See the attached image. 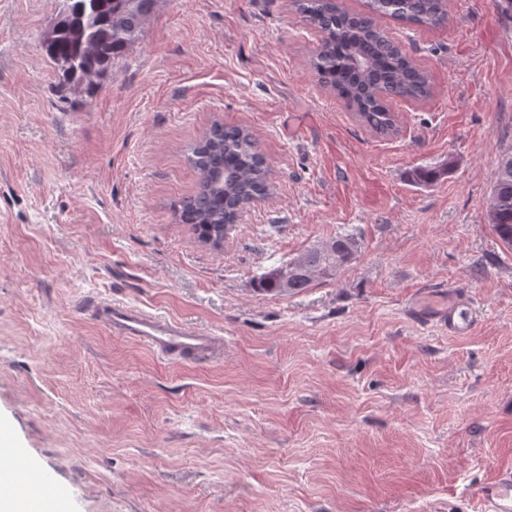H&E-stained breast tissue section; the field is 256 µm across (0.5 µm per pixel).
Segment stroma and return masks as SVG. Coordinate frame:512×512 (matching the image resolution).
<instances>
[{"mask_svg": "<svg viewBox=\"0 0 512 512\" xmlns=\"http://www.w3.org/2000/svg\"><path fill=\"white\" fill-rule=\"evenodd\" d=\"M65 9L0 0V445L30 491L59 512H479L512 467V248L486 220L512 18H380L433 87L390 100L383 136L319 84L290 0H157L108 74L67 87L42 49ZM217 122L253 135L273 189L215 247L179 204ZM339 235L358 252L335 277L257 288ZM458 295L463 335L432 317ZM100 300L224 352L163 358Z\"/></svg>", "mask_w": 512, "mask_h": 512, "instance_id": "35a3bbf8", "label": "stroma"}]
</instances>
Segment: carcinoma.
Listing matches in <instances>:
<instances>
[{
	"instance_id": "obj_1",
	"label": "carcinoma",
	"mask_w": 512,
	"mask_h": 512,
	"mask_svg": "<svg viewBox=\"0 0 512 512\" xmlns=\"http://www.w3.org/2000/svg\"><path fill=\"white\" fill-rule=\"evenodd\" d=\"M157 0H92L93 19L83 27L66 20L54 37L43 42L46 56L71 61L66 82H92L106 75L112 63L136 41ZM370 12L351 13L338 0H293L307 25L321 33L311 64L321 84L336 92L358 120L375 133L394 131L395 118L387 98L424 100L432 93L427 73L374 21V16L425 28L448 21L445 0H370ZM200 173L195 194L180 204L182 220L197 237L219 245L239 213L268 196V168L250 132L242 127L214 128L210 139L193 149ZM488 224L512 247V147L503 150L494 173ZM358 250L349 236L313 247L297 256L298 266L283 282L281 268L266 273L260 287L268 292H294L308 287L314 276L329 278Z\"/></svg>"
}]
</instances>
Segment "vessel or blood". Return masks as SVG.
<instances>
[{
	"label": "vessel or blood",
	"mask_w": 512,
	"mask_h": 512,
	"mask_svg": "<svg viewBox=\"0 0 512 512\" xmlns=\"http://www.w3.org/2000/svg\"><path fill=\"white\" fill-rule=\"evenodd\" d=\"M97 321L113 333L132 336L161 355L209 356L220 355V341L195 331L173 319L162 318L135 308L103 303L96 307ZM473 312L460 311L458 303L449 304L440 321L450 333L464 334L475 325ZM59 493L42 489L24 503L25 512H58ZM481 512H512V468L499 472L495 482L481 493Z\"/></svg>",
	"instance_id": "1"
}]
</instances>
